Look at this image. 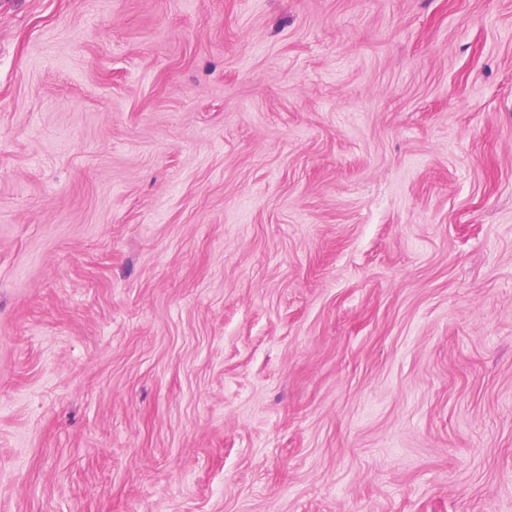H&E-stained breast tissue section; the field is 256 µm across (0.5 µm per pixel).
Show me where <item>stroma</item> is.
<instances>
[{"mask_svg": "<svg viewBox=\"0 0 512 512\" xmlns=\"http://www.w3.org/2000/svg\"><path fill=\"white\" fill-rule=\"evenodd\" d=\"M0 512H512V0H0Z\"/></svg>", "mask_w": 512, "mask_h": 512, "instance_id": "1", "label": "stroma"}]
</instances>
